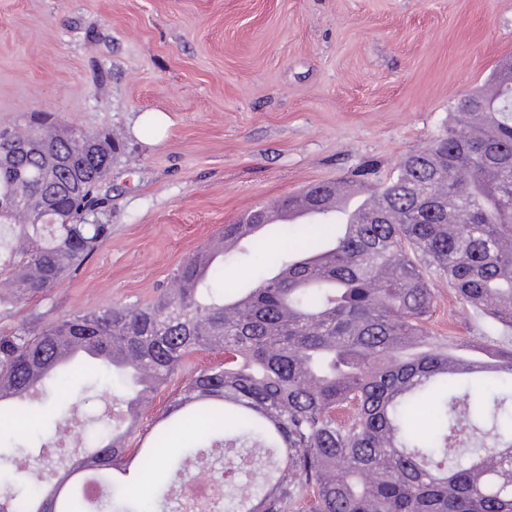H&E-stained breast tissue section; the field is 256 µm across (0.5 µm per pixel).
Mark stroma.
<instances>
[{"instance_id": "stroma-1", "label": "stroma", "mask_w": 512, "mask_h": 512, "mask_svg": "<svg viewBox=\"0 0 512 512\" xmlns=\"http://www.w3.org/2000/svg\"><path fill=\"white\" fill-rule=\"evenodd\" d=\"M510 57L512 0H0V126L52 112L123 144L101 190L111 236L0 325L151 301L252 208L386 180ZM151 111L166 134L137 131ZM432 284L434 335L491 331ZM82 396L76 447L113 403L102 381Z\"/></svg>"}]
</instances>
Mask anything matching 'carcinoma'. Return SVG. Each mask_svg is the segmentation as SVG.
I'll use <instances>...</instances> for the list:
<instances>
[{"mask_svg":"<svg viewBox=\"0 0 512 512\" xmlns=\"http://www.w3.org/2000/svg\"><path fill=\"white\" fill-rule=\"evenodd\" d=\"M477 112L405 155L372 189L382 205L344 224L328 208L334 182L312 190L318 218L277 225L242 248L261 257L248 288H221L224 258L198 254L176 269L182 288L144 304L115 303L47 324L41 315L0 329V410L23 413L55 388L71 410L66 348L92 360L89 374L122 387L121 418L90 440L71 469L33 482L0 443V512H151L121 479L190 423L189 446L223 440L232 460L223 512H512V342L463 339L493 363L461 372L448 339L431 334L429 275L512 333V83L492 73ZM489 117L490 134L463 128ZM118 145L48 112L0 127V309L45 297L112 233L99 219L101 185ZM198 351L199 366L162 415L148 448L127 437L155 394ZM191 481L186 453L157 479Z\"/></svg>","mask_w":512,"mask_h":512,"instance_id":"carcinoma-1","label":"carcinoma"}]
</instances>
